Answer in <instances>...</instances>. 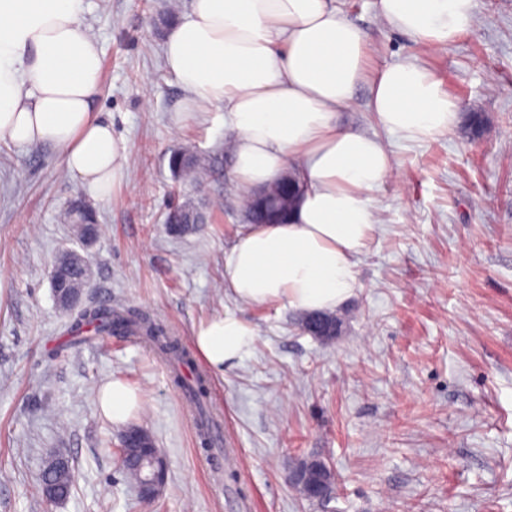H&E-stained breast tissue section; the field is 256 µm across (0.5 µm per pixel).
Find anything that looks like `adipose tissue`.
<instances>
[{
  "label": "adipose tissue",
  "mask_w": 512,
  "mask_h": 512,
  "mask_svg": "<svg viewBox=\"0 0 512 512\" xmlns=\"http://www.w3.org/2000/svg\"><path fill=\"white\" fill-rule=\"evenodd\" d=\"M376 9L390 27L434 47L475 22L474 0H377ZM83 13L84 0H0V139L53 147L102 202L128 181L131 146L91 110L102 64ZM163 59L188 95V112L223 107L224 126L236 134L239 193L288 170L304 184L287 223L241 225L224 256L225 295L303 312L345 303L377 224L369 193L394 170L383 133L412 143L452 133L457 103L414 58L369 78L366 37L335 0H192ZM365 81L376 131L341 128L339 112ZM255 336L226 311L202 322L194 343L220 373L251 353ZM95 403L117 424L142 408L137 391L118 380Z\"/></svg>",
  "instance_id": "ef3b65f1"
}]
</instances>
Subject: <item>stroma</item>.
Listing matches in <instances>:
<instances>
[{"label":"stroma","instance_id":"stroma-1","mask_svg":"<svg viewBox=\"0 0 512 512\" xmlns=\"http://www.w3.org/2000/svg\"><path fill=\"white\" fill-rule=\"evenodd\" d=\"M190 3L86 0L102 57L92 110L131 144V180L107 201L52 148L0 142V512H512V0H476L477 24L437 50L380 23L375 0H336L366 35L370 71L416 58L487 124L476 139L461 127L417 144L388 136L398 172L370 193L378 224L329 342L302 330L299 311L224 295L243 222L233 142L223 107L182 114L162 58L168 15ZM188 144L210 166L200 188L169 168ZM188 199L206 220L173 233L167 214ZM76 203L100 226L82 307L149 317L189 349L224 310L255 327L251 355L208 374L221 447L203 444L195 405L152 346L92 331L74 342L50 270L78 245L58 219ZM115 379L141 394L134 425L167 462L151 501L121 465L124 426L94 401ZM57 450L74 481L50 501L40 475ZM309 457L334 473L329 499L286 480Z\"/></svg>","mask_w":512,"mask_h":512}]
</instances>
